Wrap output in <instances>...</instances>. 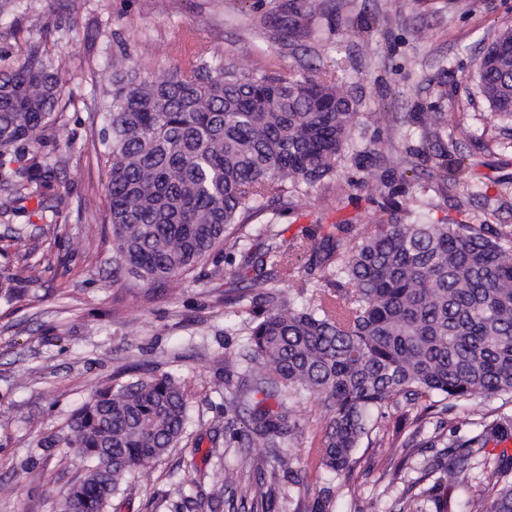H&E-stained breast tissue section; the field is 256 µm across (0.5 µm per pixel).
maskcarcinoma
<instances>
[{
    "mask_svg": "<svg viewBox=\"0 0 512 512\" xmlns=\"http://www.w3.org/2000/svg\"><path fill=\"white\" fill-rule=\"evenodd\" d=\"M112 72L100 144L114 271L148 289L208 264L212 278L224 279V305L237 307L246 336L240 381H224V436L241 448L260 440L275 448L298 428L286 403L316 393L325 408L318 465L346 480L376 412L421 398H512V224L495 223L497 210L478 207L445 224L418 211L406 222L384 183L377 223L310 224L277 243L285 230L272 204L336 179L356 123L333 74L243 73L204 59L192 75L177 70L162 81L120 63ZM475 79L490 119L512 124V27L487 47ZM64 83L65 72L37 47L0 72V187L12 202L40 205L54 191L64 159L25 149L43 146L50 122L63 117ZM417 124L425 142L448 119L421 112ZM466 170L462 155L449 171L453 186L484 196L488 183L458 179ZM233 253L237 268L220 269L219 258ZM307 257L324 282L312 290L299 277ZM23 261L18 273L0 269L8 305L22 297L14 283L38 281L47 258L28 252ZM188 421L186 383L171 373L114 378L97 389L67 423L82 472L59 512H107L137 471L180 446ZM474 426L445 446L435 512H512V454L487 451L512 441V413ZM380 447L379 480L392 484L403 450L395 440ZM277 462L269 469L244 456L218 475L219 489L181 495L174 512H210L226 486L246 512H266L280 474L291 472L288 450ZM479 470L488 478L469 497ZM310 512H336V495L318 490Z\"/></svg>",
    "mask_w": 512,
    "mask_h": 512,
    "instance_id": "1",
    "label": "carcinoma"
}]
</instances>
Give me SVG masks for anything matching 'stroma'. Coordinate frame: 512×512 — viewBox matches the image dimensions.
<instances>
[{
    "label": "stroma",
    "instance_id": "35a3bbf8",
    "mask_svg": "<svg viewBox=\"0 0 512 512\" xmlns=\"http://www.w3.org/2000/svg\"><path fill=\"white\" fill-rule=\"evenodd\" d=\"M294 0H0V70L23 61L31 46L62 63L69 80L60 96L64 117L48 131L46 151L67 163L55 184L56 211L0 214V267L15 266L11 234L25 225L27 244L53 263L28 295L0 307V512H55L79 460L60 444L66 422L90 393L131 362L169 372L187 384L191 423L185 445L150 471L139 473L109 512H170L176 489L196 491L235 465L236 447H212L224 424V360L236 358L244 339L224 330V283L181 280L167 294L146 296L112 280V236L106 169L96 154L102 104L112 86L103 75L122 60L138 74L165 79L197 58L216 59L245 73L335 72L355 104L358 124L345 155L365 151L359 165L289 199L278 219L297 233L309 224L379 216L381 179L392 180L405 212L416 211L418 185L428 186L426 219L446 222L453 197L441 192L432 153L420 146L411 115L444 112L448 133L476 172L512 182V149L488 119L474 78L485 47L512 25V0H324L307 17L310 35L288 32ZM384 120H377V113ZM512 410L503 397L478 398L440 411L446 434L468 435L460 417L480 420L494 409ZM301 432L287 441L294 472L282 477L272 512H308L313 489L335 487L333 475L310 458L322 430L319 396L288 407ZM55 447H43L44 438ZM201 452H193V444ZM370 465L357 468L350 488L336 497V512H416L431 481H419L422 457L408 461L394 484L380 481L381 449L365 450Z\"/></svg>",
    "mask_w": 512,
    "mask_h": 512
}]
</instances>
